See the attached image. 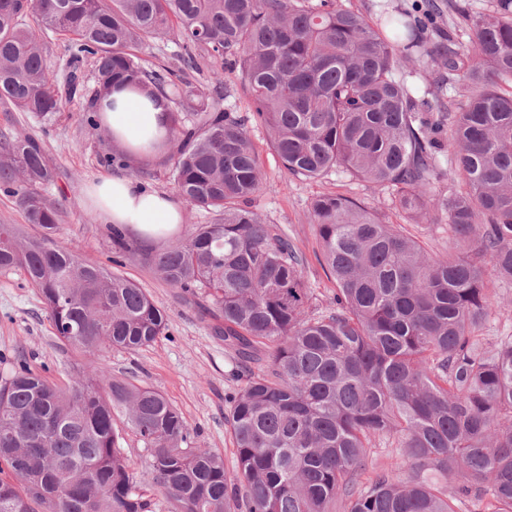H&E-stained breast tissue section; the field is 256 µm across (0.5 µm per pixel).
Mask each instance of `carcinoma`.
<instances>
[{"label": "carcinoma", "mask_w": 512, "mask_h": 512, "mask_svg": "<svg viewBox=\"0 0 512 512\" xmlns=\"http://www.w3.org/2000/svg\"><path fill=\"white\" fill-rule=\"evenodd\" d=\"M467 21L475 50L461 57L422 10L399 14L394 43L336 0H0L1 103L61 111L85 58L93 128L116 84L190 102L167 111L172 175L212 222L159 250L114 224L112 251L212 303L241 381L226 399L230 473L220 453L191 445L160 392L101 366L59 385L21 361L0 385V512H152L138 484L170 512H483L487 497L492 512H512V339L480 336L488 276L512 281V0ZM174 25L177 64L146 66L140 53ZM49 33L69 40L63 81L47 59ZM202 55L239 70L251 111L221 105L220 79L180 85ZM420 60L459 77L448 111L395 79ZM253 122L289 175L341 170L393 186L409 217L443 213L456 246L432 255L402 225L322 195L311 217L336 295L313 310L302 252L251 206L262 186ZM54 179L37 138L0 134V190L46 230L23 237L0 224V269L25 272L63 345L93 356L151 345L168 319L150 295L51 237ZM443 180L448 194H430ZM117 412L150 448L139 474L119 446ZM383 440L403 474L375 465L366 478Z\"/></svg>", "instance_id": "obj_1"}]
</instances>
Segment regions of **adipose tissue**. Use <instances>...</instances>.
Segmentation results:
<instances>
[{
    "label": "adipose tissue",
    "mask_w": 512,
    "mask_h": 512,
    "mask_svg": "<svg viewBox=\"0 0 512 512\" xmlns=\"http://www.w3.org/2000/svg\"><path fill=\"white\" fill-rule=\"evenodd\" d=\"M168 102L130 89L111 90L101 101L99 121L113 141L136 158L151 157L168 143ZM85 193L107 224H122L158 240L183 222L181 204L171 195L147 189L133 179L112 175L92 180Z\"/></svg>",
    "instance_id": "ef3b65f1"
}]
</instances>
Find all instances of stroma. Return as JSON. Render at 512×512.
<instances>
[{
	"label": "stroma",
	"mask_w": 512,
	"mask_h": 512,
	"mask_svg": "<svg viewBox=\"0 0 512 512\" xmlns=\"http://www.w3.org/2000/svg\"><path fill=\"white\" fill-rule=\"evenodd\" d=\"M439 30L456 34L453 44L459 55H471L472 33L467 16L483 14L494 0H434ZM81 100L47 119L17 112L0 103V132L8 130L37 138L58 178L50 192L59 201L61 221L52 234L59 246L77 252L88 261L111 266L112 241L104 224L86 199V184L101 176L125 175L144 187L174 194L171 179L173 146H166L148 159H131L127 164L111 162L119 147L104 131L81 121ZM250 137L259 155L263 186L252 207L271 224L278 225L303 252V277L311 288L317 307H326L336 292V283L322 263L321 249L310 210L313 200L324 194L350 197L371 210L387 224L403 225L431 254L447 251L451 239L445 221L422 223L411 220L395 204L394 188L380 189L346 173L321 179H301L288 174L276 155L265 127L251 125ZM120 274L145 288L162 308L169 328L151 346L135 352L112 350L89 356L62 345L43 307L40 296L18 269L0 271V382L13 372L16 357L44 363L51 378L69 381L75 369H92L106 364L112 377L161 392L183 414L195 447L209 448L224 456V466L234 470L232 437L225 420L226 399L239 383L233 376L235 363L223 341L212 331L213 318L205 301L179 292L158 279L137 260L117 267Z\"/></svg>",
	"instance_id": "obj_1"
}]
</instances>
